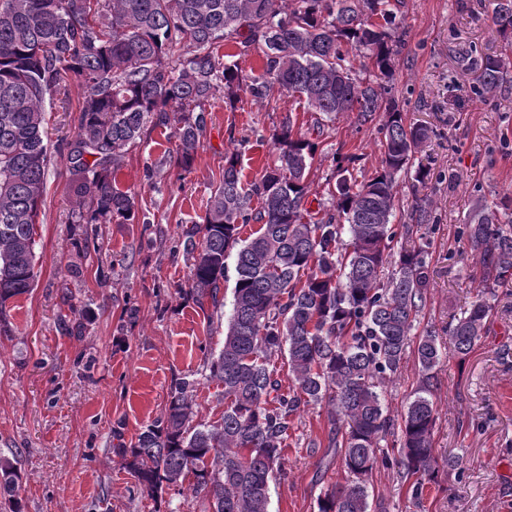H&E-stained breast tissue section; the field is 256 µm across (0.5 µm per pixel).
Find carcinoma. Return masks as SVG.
<instances>
[{
    "mask_svg": "<svg viewBox=\"0 0 512 512\" xmlns=\"http://www.w3.org/2000/svg\"><path fill=\"white\" fill-rule=\"evenodd\" d=\"M403 0H0V335L10 334L7 302L34 286L40 207L51 154L44 142L55 96L79 90L70 144L76 196L72 224H129L134 197L119 187V163L145 130L175 139L170 163L192 167L202 147L205 103L219 88L232 105L247 88L273 87L331 118L356 113L379 125L382 157L367 180L355 155L335 161L331 205L311 209L309 176L318 143L286 119L273 133L276 162L245 187L239 155L224 154L202 223L175 245L189 262L185 295L202 311L224 308L227 260L234 288L224 341L204 352L196 373L170 385L164 413L114 452L140 494L156 500L189 492L200 512H269L270 482L283 466L294 417L327 413V447L345 481L317 499V512H370L369 475L398 469L411 501L441 486L434 452L436 332L416 333L432 285V201L417 197L407 223L394 224L398 180L420 184L430 171L412 157L430 129L408 126L394 95L405 46ZM494 21L512 48V0ZM262 46V72L243 76L220 43ZM471 87L480 98L508 88L512 55H486ZM372 70L362 78L358 71ZM260 206H252L253 200ZM512 195L496 208L476 204L461 238L479 271L476 300L453 317L448 337L467 356L487 332L497 290L512 281ZM260 227L246 239L243 226ZM284 357L287 377L272 359ZM414 358L418 386L401 418L385 411L387 384ZM216 384L219 420L197 419L194 397ZM17 461L0 459V490L20 512Z\"/></svg>",
    "mask_w": 512,
    "mask_h": 512,
    "instance_id": "1",
    "label": "carcinoma"
}]
</instances>
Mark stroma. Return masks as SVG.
Instances as JSON below:
<instances>
[{"mask_svg": "<svg viewBox=\"0 0 512 512\" xmlns=\"http://www.w3.org/2000/svg\"><path fill=\"white\" fill-rule=\"evenodd\" d=\"M496 0H405L408 46L395 95L407 124L431 129L413 158L430 169L423 186L438 218L432 236V286L421 328L439 330L434 434L438 458H455L442 486H430L423 508L407 496L396 470L376 467L371 505L386 512H512V283L497 292L488 331L459 360L443 330L467 309L478 286L458 231L477 200L494 203L512 190V93L475 98L468 64L498 54ZM460 75L456 87L448 78ZM78 92L54 99L48 124L53 156L37 226L35 286L9 302L12 334L0 336V457L17 460L23 512H195L190 496L154 501L137 493L113 452L159 417L174 377L197 370L202 345L220 347L227 318L206 316L187 299V263L173 246L183 227L205 215L224 155H241L243 183L259 179L278 152L272 134L286 118L310 131L315 113L280 89L241 93L235 105L216 93L207 107L203 146L191 172L165 162L175 143L156 127L122 159L118 180L135 196L131 224H101L99 251L84 259L72 245L67 191L69 142L78 127ZM377 123L354 113L325 121L310 175V198L328 202L327 180L338 156L360 155L372 176L381 160ZM104 277H97V270ZM86 309L82 335L62 318ZM326 411L295 420L285 474L270 487V512H317V498L344 474L325 438Z\"/></svg>", "mask_w": 512, "mask_h": 512, "instance_id": "35a3bbf8", "label": "stroma"}]
</instances>
